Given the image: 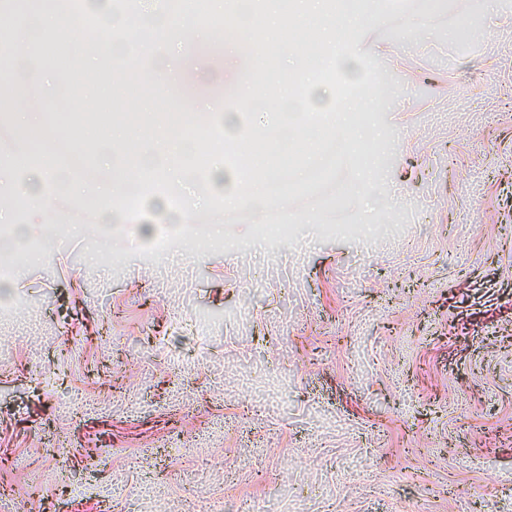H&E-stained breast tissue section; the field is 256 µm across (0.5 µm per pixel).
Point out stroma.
I'll return each mask as SVG.
<instances>
[{
  "instance_id": "35a3bbf8",
  "label": "stroma",
  "mask_w": 512,
  "mask_h": 512,
  "mask_svg": "<svg viewBox=\"0 0 512 512\" xmlns=\"http://www.w3.org/2000/svg\"><path fill=\"white\" fill-rule=\"evenodd\" d=\"M491 7L473 43L469 0L417 53L416 4L360 36L395 89L381 195L349 198L345 160L278 223L203 214L214 238L147 163L140 223L24 239L0 269V512H512V0ZM223 41L169 88L185 121L224 89Z\"/></svg>"
}]
</instances>
